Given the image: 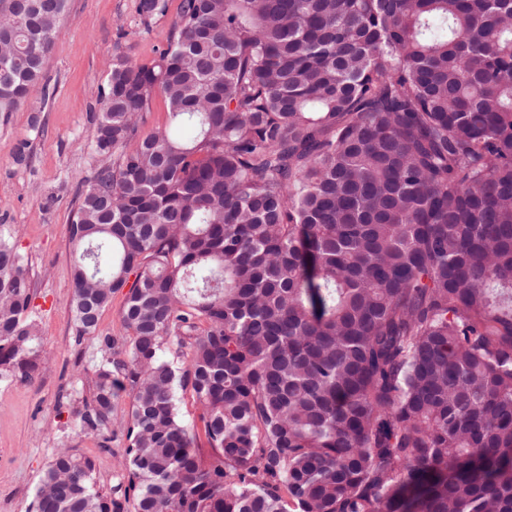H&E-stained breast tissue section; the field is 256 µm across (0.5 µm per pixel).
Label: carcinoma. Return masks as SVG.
I'll return each instance as SVG.
<instances>
[{
	"label": "carcinoma",
	"instance_id": "cac0c4a2",
	"mask_svg": "<svg viewBox=\"0 0 512 512\" xmlns=\"http://www.w3.org/2000/svg\"><path fill=\"white\" fill-rule=\"evenodd\" d=\"M66 2L0 0V112ZM98 104L76 336L128 292L70 416L123 499L58 448L30 512H512V0H180ZM32 299L0 224V378L44 369ZM167 125V112L160 96H156L152 102L151 111L144 113V122L140 126L141 136H146Z\"/></svg>",
	"mask_w": 512,
	"mask_h": 512
}]
</instances>
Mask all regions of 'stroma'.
<instances>
[{
    "mask_svg": "<svg viewBox=\"0 0 512 512\" xmlns=\"http://www.w3.org/2000/svg\"><path fill=\"white\" fill-rule=\"evenodd\" d=\"M179 3L168 0L166 15L146 31L135 0H67L42 81L14 112L0 113V224L15 226L29 257L40 347L50 359L35 382L0 380V512H28L58 448L93 459L103 493L115 494L123 437L102 445L100 437L78 432L64 411L88 397L78 376L101 358L103 336L120 335L125 295H113L97 335L76 340L68 227L77 192L96 165V99L112 61L121 55L134 65L151 64L170 36ZM23 144L30 162L19 165L14 156Z\"/></svg>",
    "mask_w": 512,
    "mask_h": 512,
    "instance_id": "35a3bbf8",
    "label": "stroma"
}]
</instances>
